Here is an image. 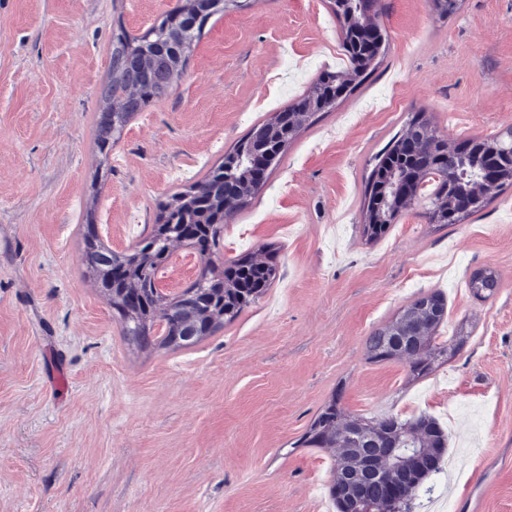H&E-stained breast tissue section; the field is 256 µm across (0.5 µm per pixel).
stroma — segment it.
Listing matches in <instances>:
<instances>
[{"mask_svg": "<svg viewBox=\"0 0 512 512\" xmlns=\"http://www.w3.org/2000/svg\"><path fill=\"white\" fill-rule=\"evenodd\" d=\"M176 0H0V512H337L336 454L300 442L321 408L371 421L428 414L448 434L412 512H512V186L459 224L426 202L368 239L375 157L416 114L455 145L512 127V0H379L375 70L302 126L210 258L176 244L182 293L205 262L273 258L274 283L185 348L143 349L87 275V223L131 253L158 207L248 131L343 67L330 0H249L213 15L171 94L96 143L112 34L142 36ZM495 271L491 297L471 274ZM443 292L427 373L365 342Z\"/></svg>", "mask_w": 512, "mask_h": 512, "instance_id": "1", "label": "stroma"}]
</instances>
